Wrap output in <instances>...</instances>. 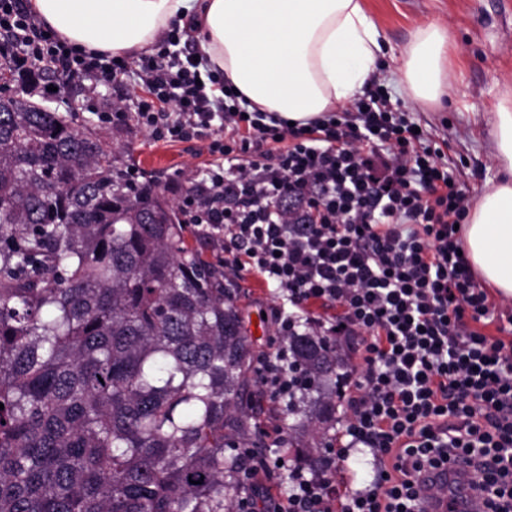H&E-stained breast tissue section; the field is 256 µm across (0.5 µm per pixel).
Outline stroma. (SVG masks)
Returning <instances> with one entry per match:
<instances>
[{
    "label": "stroma",
    "instance_id": "1",
    "mask_svg": "<svg viewBox=\"0 0 512 512\" xmlns=\"http://www.w3.org/2000/svg\"><path fill=\"white\" fill-rule=\"evenodd\" d=\"M366 14L382 36L383 51L364 91L381 85L392 103L422 126L433 127L447 141L448 157L469 197L496 184L501 170L493 155L488 118L500 95L512 89V0H362ZM434 24L448 34V92L425 106L403 89L401 53L417 27ZM141 87L129 77L120 91L70 82L44 106L74 115L78 128L91 129L119 165L160 176L170 199H179L201 176L210 157L203 142L163 143L136 122L104 125L98 113L108 112L117 97L134 98ZM238 290L236 304L254 350L268 347L273 327L265 314L278 300L266 282L251 273L225 271Z\"/></svg>",
    "mask_w": 512,
    "mask_h": 512
}]
</instances>
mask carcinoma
Here are the masks:
<instances>
[{
	"instance_id": "carcinoma-1",
	"label": "carcinoma",
	"mask_w": 512,
	"mask_h": 512,
	"mask_svg": "<svg viewBox=\"0 0 512 512\" xmlns=\"http://www.w3.org/2000/svg\"><path fill=\"white\" fill-rule=\"evenodd\" d=\"M160 181L91 133L0 103V512H234L259 434L236 289L189 248ZM311 388L288 449L317 462L339 347L288 337Z\"/></svg>"
}]
</instances>
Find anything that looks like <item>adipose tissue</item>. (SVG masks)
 Returning a JSON list of instances; mask_svg holds the SVG:
<instances>
[{
	"label": "adipose tissue",
	"instance_id": "obj_1",
	"mask_svg": "<svg viewBox=\"0 0 512 512\" xmlns=\"http://www.w3.org/2000/svg\"><path fill=\"white\" fill-rule=\"evenodd\" d=\"M72 46L132 56L172 25L191 24L198 51L260 111L304 126L336 111L363 86L382 51L362 0H30ZM405 90L438 102L448 89V37L419 27L401 56ZM501 180L468 211L462 240L481 281L512 296V94L492 118Z\"/></svg>",
	"mask_w": 512,
	"mask_h": 512
}]
</instances>
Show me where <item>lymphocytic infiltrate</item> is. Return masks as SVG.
<instances>
[{
  "label": "lymphocytic infiltrate",
  "instance_id": "1",
  "mask_svg": "<svg viewBox=\"0 0 512 512\" xmlns=\"http://www.w3.org/2000/svg\"><path fill=\"white\" fill-rule=\"evenodd\" d=\"M180 41L171 29L132 63L75 49L28 0H0V70L16 85L37 88L43 65L104 87L133 72L144 88L134 114L119 102L100 122L207 140L213 161L179 208L212 242L230 241L226 266L284 300L270 313L276 346L257 356L263 395L287 401L288 339L301 328L344 336L356 357L324 467L288 465L265 512H418L432 491L424 472L443 465L485 512H512V317L459 253L469 203L444 151L376 89L307 129L248 109L224 80L202 78ZM315 303L332 317H311ZM360 446L375 472L352 490L336 475Z\"/></svg>",
  "mask_w": 512,
  "mask_h": 512
}]
</instances>
